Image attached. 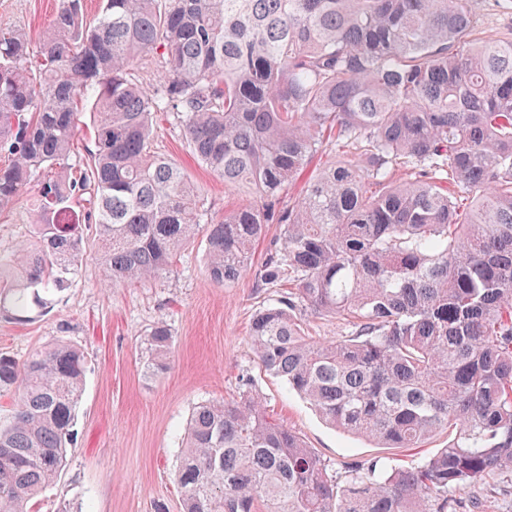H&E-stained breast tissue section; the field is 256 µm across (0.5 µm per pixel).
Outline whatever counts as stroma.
I'll return each mask as SVG.
<instances>
[{
	"label": "stroma",
	"mask_w": 512,
	"mask_h": 512,
	"mask_svg": "<svg viewBox=\"0 0 512 512\" xmlns=\"http://www.w3.org/2000/svg\"><path fill=\"white\" fill-rule=\"evenodd\" d=\"M58 0H0V24L39 43ZM483 30L512 38V0H475ZM154 149L177 163L203 191L214 218L239 207L241 195L190 153L172 116H157ZM30 185L17 205L0 213V252L29 239L36 222ZM280 289L259 286L254 273L234 284L210 283L205 242L182 252L173 272L156 282L107 287L96 239L68 285L48 294L47 308L29 322L0 316V350L26 359L62 339L87 360L77 407V439L57 480L38 497L35 512H180L175 470L187 420L208 400L263 398L268 412L301 436L329 464L338 482L354 462L407 465L435 454L448 440L439 433L420 448H384L375 441L326 425L287 383L264 372L248 343L256 312ZM166 320L174 335L171 364L157 378L142 369L141 344L149 328ZM448 512H512V469H502L448 495Z\"/></svg>",
	"instance_id": "35a3bbf8"
}]
</instances>
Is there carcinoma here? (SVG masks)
Segmentation results:
<instances>
[{
  "label": "carcinoma",
  "instance_id": "1",
  "mask_svg": "<svg viewBox=\"0 0 512 512\" xmlns=\"http://www.w3.org/2000/svg\"><path fill=\"white\" fill-rule=\"evenodd\" d=\"M155 62L153 92L136 76ZM96 152L69 163L83 111ZM173 116L192 154L256 199L209 214L152 150ZM343 149L288 204L278 194ZM0 212L38 186L36 238L0 254V315L25 321L65 286L95 229L107 284L172 271L206 239L210 280L252 269L289 286L248 340L329 425L386 448L448 445L408 466L351 467L341 484L250 392L193 411L176 475L182 512H447L448 492L512 468V40L484 35L473 0H61L38 48L0 26ZM340 317L339 340L304 313ZM172 331L142 342L147 377ZM83 352H0V512H30L76 439ZM306 318L310 323L309 336L316 337L320 340H335L348 335L350 332V327L340 318H316V316H312L310 312H308V317Z\"/></svg>",
  "mask_w": 512,
  "mask_h": 512
}]
</instances>
